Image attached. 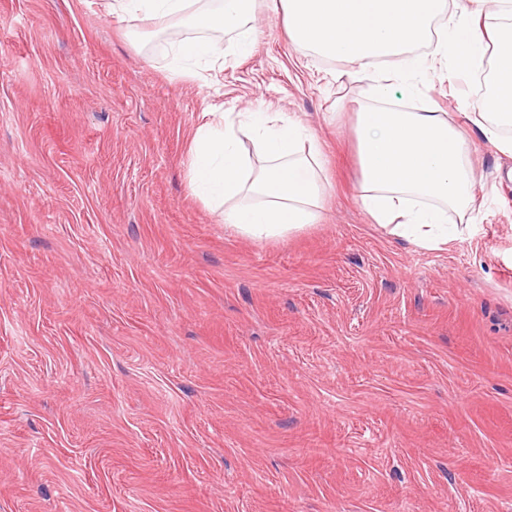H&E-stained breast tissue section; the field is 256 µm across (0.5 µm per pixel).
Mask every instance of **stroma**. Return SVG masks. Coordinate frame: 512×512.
<instances>
[{
    "mask_svg": "<svg viewBox=\"0 0 512 512\" xmlns=\"http://www.w3.org/2000/svg\"><path fill=\"white\" fill-rule=\"evenodd\" d=\"M112 0H0V512H512V182L441 63L392 97L465 133L480 217L440 250L360 200L373 82L257 0L180 75ZM320 142L322 220L272 239L189 186L209 112Z\"/></svg>",
    "mask_w": 512,
    "mask_h": 512,
    "instance_id": "35a3bbf8",
    "label": "stroma"
}]
</instances>
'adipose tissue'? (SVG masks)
I'll list each match as a JSON object with an SVG mask.
<instances>
[{"instance_id": "1", "label": "adipose tissue", "mask_w": 512, "mask_h": 512, "mask_svg": "<svg viewBox=\"0 0 512 512\" xmlns=\"http://www.w3.org/2000/svg\"><path fill=\"white\" fill-rule=\"evenodd\" d=\"M474 13H454L450 0H280L291 38L318 55L355 64L354 78L374 76L387 97L394 83L423 77L436 62L490 65L502 91H512V0H480ZM254 0H114L115 12L159 26L188 23L232 34L235 54L255 43L248 15ZM434 41L435 51L418 53ZM210 39L179 43L178 72L223 58ZM495 94L487 112L469 116L490 144L512 155V94ZM360 198L375 224L416 247L437 250L463 239L476 220L475 176L463 160L462 137L447 113H358ZM251 140L253 150L242 147ZM190 189L222 210L224 224L254 239H275L320 221L325 191L316 137L284 112H225L199 126L188 157ZM457 224H449V214Z\"/></svg>"}]
</instances>
